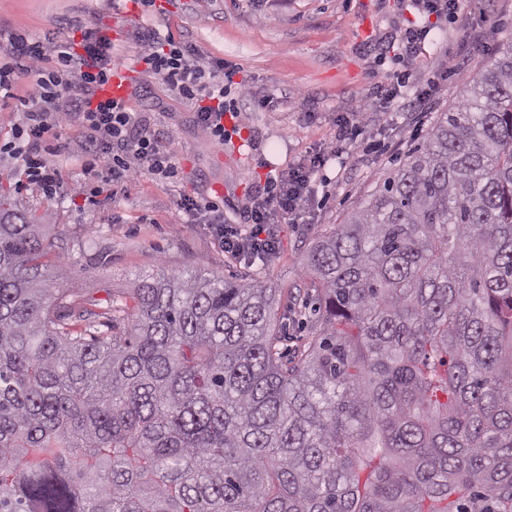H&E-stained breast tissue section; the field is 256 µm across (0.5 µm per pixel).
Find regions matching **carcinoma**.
<instances>
[{
	"label": "carcinoma",
	"mask_w": 512,
	"mask_h": 512,
	"mask_svg": "<svg viewBox=\"0 0 512 512\" xmlns=\"http://www.w3.org/2000/svg\"><path fill=\"white\" fill-rule=\"evenodd\" d=\"M306 265L292 355L195 268L97 336L0 190V512H512V40Z\"/></svg>",
	"instance_id": "1"
}]
</instances>
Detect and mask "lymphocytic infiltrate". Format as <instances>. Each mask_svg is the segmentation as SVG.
Here are the masks:
<instances>
[{
  "label": "lymphocytic infiltrate",
  "instance_id": "1",
  "mask_svg": "<svg viewBox=\"0 0 512 512\" xmlns=\"http://www.w3.org/2000/svg\"><path fill=\"white\" fill-rule=\"evenodd\" d=\"M143 39L149 46L143 57L147 73L162 79L183 98L197 102V125L216 144H223L224 117L233 111L225 102L231 88L224 83L223 67L200 66L191 46L163 36L158 29H148ZM81 46L83 51L78 54L67 39L52 42L25 31L11 34L0 52V92L10 91L15 76L23 72L37 74L38 88L34 96L19 100L16 109L22 122L15 140L0 145V155L19 160L31 182L40 184L46 193H56V172L46 150V136L71 120L87 131V149L100 162L91 197L105 192L117 195L119 185L138 166L156 176L175 177L174 138L158 136L146 117L131 110L126 101L97 98V90L112 76L105 41L88 37ZM50 52L55 53L57 66L41 70L39 64ZM326 163V157L319 155L310 164L257 185L246 215L252 230L243 237L226 233L224 214L212 201L188 197L183 206L208 225L228 251L239 254L250 246L271 252L276 248L274 224L296 221L314 191L315 175Z\"/></svg>",
  "mask_w": 512,
  "mask_h": 512
}]
</instances>
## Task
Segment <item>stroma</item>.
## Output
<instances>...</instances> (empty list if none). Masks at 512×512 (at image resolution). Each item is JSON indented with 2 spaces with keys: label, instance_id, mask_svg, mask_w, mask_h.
<instances>
[{
  "label": "stroma",
  "instance_id": "stroma-1",
  "mask_svg": "<svg viewBox=\"0 0 512 512\" xmlns=\"http://www.w3.org/2000/svg\"><path fill=\"white\" fill-rule=\"evenodd\" d=\"M141 17L133 0H0V36L26 30L64 38L72 29L110 42L113 63L134 67L128 95L157 131L176 140L178 175L136 173L117 195L87 197L96 182L84 131L64 126L53 141L61 188L46 195L16 159L0 158V184L17 206L54 224L55 243L71 263L69 300L94 312L93 330L112 335L111 303H126L141 272L199 267L227 279L251 278L277 291V317L295 350L319 327L297 292H309L304 272L311 248L344 223L360 201L421 145L445 112L458 105L465 80L487 66L512 39V0H464L460 8L431 13L414 0H155ZM429 34L415 59L401 53L407 28ZM192 45L200 61L234 68L241 132L224 146L194 122L195 107L161 79L149 76L140 56L144 28ZM37 90V77L19 74L12 98L0 100V143L12 139L21 116L17 99ZM365 130L337 142L342 117L364 101ZM340 156L320 170L317 195L299 223L277 225L272 254L248 260L226 252L181 202L205 196L222 206L226 225L248 233L250 191L266 175L287 172L323 152Z\"/></svg>",
  "mask_w": 512,
  "mask_h": 512
}]
</instances>
